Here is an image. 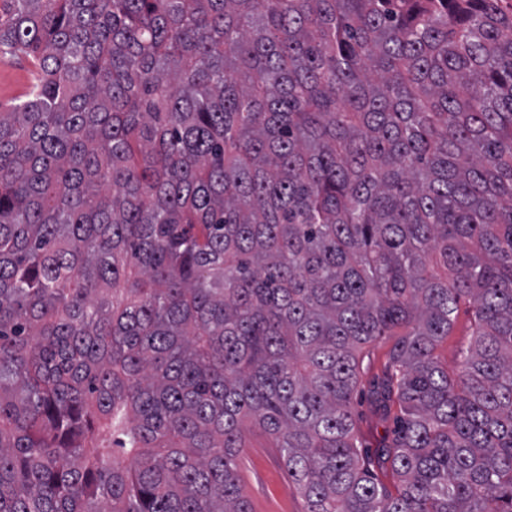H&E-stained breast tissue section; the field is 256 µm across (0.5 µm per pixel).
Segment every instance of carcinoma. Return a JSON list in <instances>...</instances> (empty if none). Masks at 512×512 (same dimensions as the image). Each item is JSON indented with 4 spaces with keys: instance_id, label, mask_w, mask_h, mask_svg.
<instances>
[{
    "instance_id": "1",
    "label": "carcinoma",
    "mask_w": 512,
    "mask_h": 512,
    "mask_svg": "<svg viewBox=\"0 0 512 512\" xmlns=\"http://www.w3.org/2000/svg\"><path fill=\"white\" fill-rule=\"evenodd\" d=\"M16 55L0 512H252L254 430L302 512H512V0H0ZM472 305L468 300L460 302L456 317L454 329L448 339L440 343L436 350L441 361L448 365V371L451 372L457 362L458 352L466 346L472 339L471 333ZM391 344L392 340L380 341L372 346L369 353L365 355L362 364L365 388L370 380L382 374L388 360ZM354 411L356 418V430L360 443L364 450H373L377 442L394 427L393 416L396 413L395 407L392 409L391 417L383 419L377 414L365 393L357 396L354 402Z\"/></svg>"
}]
</instances>
